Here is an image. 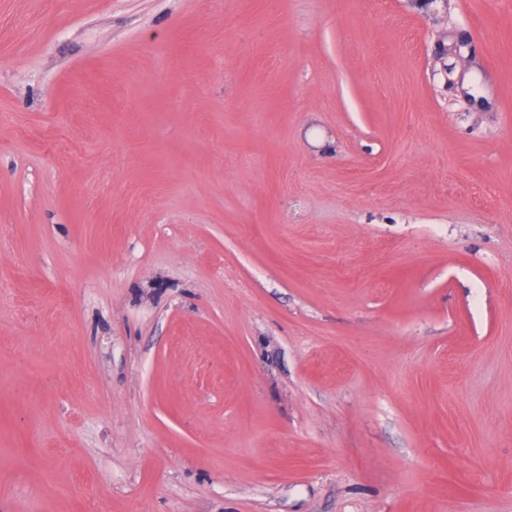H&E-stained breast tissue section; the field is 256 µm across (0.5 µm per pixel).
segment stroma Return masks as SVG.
Returning a JSON list of instances; mask_svg holds the SVG:
<instances>
[{
    "label": "stroma",
    "instance_id": "35a3bbf8",
    "mask_svg": "<svg viewBox=\"0 0 512 512\" xmlns=\"http://www.w3.org/2000/svg\"><path fill=\"white\" fill-rule=\"evenodd\" d=\"M0 512H512V0H0Z\"/></svg>",
    "mask_w": 512,
    "mask_h": 512
}]
</instances>
